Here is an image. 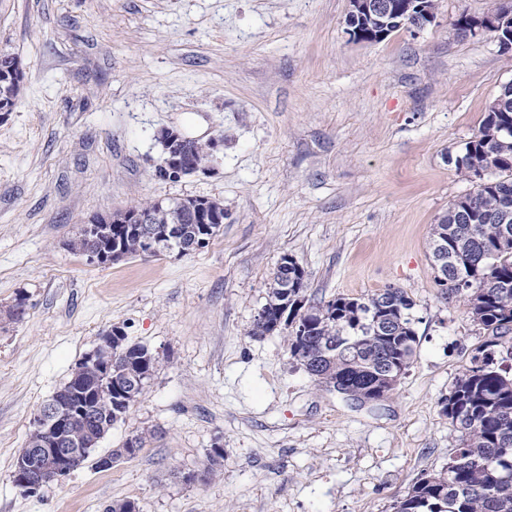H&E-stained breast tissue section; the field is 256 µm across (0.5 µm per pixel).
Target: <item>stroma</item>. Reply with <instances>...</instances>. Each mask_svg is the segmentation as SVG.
<instances>
[{"mask_svg": "<svg viewBox=\"0 0 512 512\" xmlns=\"http://www.w3.org/2000/svg\"><path fill=\"white\" fill-rule=\"evenodd\" d=\"M347 8L0 0V51L23 70L0 112V512H393L454 456L441 402L488 335L443 298L428 241L476 188L456 159L512 82V52L455 27L488 0H439L423 31L361 44ZM164 127L223 136L215 173L158 180ZM199 196L223 201L224 224L190 254L94 266L67 246L90 215ZM286 254L311 301L389 287L413 299L415 355L390 397L346 400L291 357L285 331L252 335ZM117 326L158 363L94 455L152 438L21 492L13 462L35 412Z\"/></svg>", "mask_w": 512, "mask_h": 512, "instance_id": "1", "label": "stroma"}]
</instances>
